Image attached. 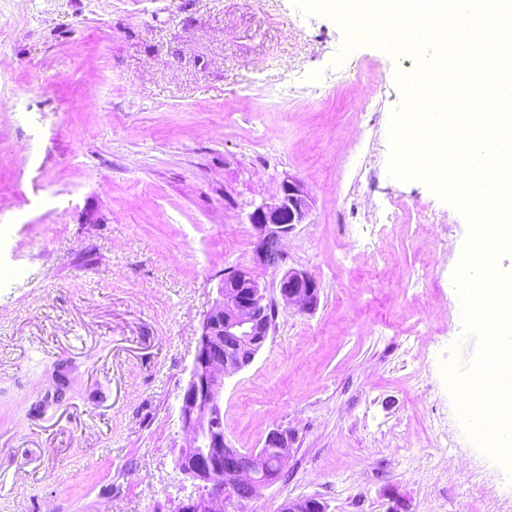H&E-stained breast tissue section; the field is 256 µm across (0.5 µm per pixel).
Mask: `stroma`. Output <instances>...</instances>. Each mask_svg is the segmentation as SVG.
Returning <instances> with one entry per match:
<instances>
[{
    "label": "stroma",
    "mask_w": 512,
    "mask_h": 512,
    "mask_svg": "<svg viewBox=\"0 0 512 512\" xmlns=\"http://www.w3.org/2000/svg\"><path fill=\"white\" fill-rule=\"evenodd\" d=\"M345 43L294 0H0V97L20 104L0 110V230L26 272L0 288V512H170L192 491L176 459L201 321L287 175L312 206L285 265L319 303L277 304L224 379L231 446L294 437L249 512H512L442 372L477 352L453 284L466 219L389 173L417 62ZM364 198L391 214L378 254L352 238Z\"/></svg>",
    "instance_id": "35a3bbf8"
}]
</instances>
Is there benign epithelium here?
<instances>
[{"label": "benign epithelium", "instance_id": "benign-epithelium-1", "mask_svg": "<svg viewBox=\"0 0 512 512\" xmlns=\"http://www.w3.org/2000/svg\"><path fill=\"white\" fill-rule=\"evenodd\" d=\"M309 210L307 189L287 176L277 195L262 200L248 215L256 231L253 264L278 274L280 300L302 312L316 309L319 287L306 272L283 269V240L305 221ZM269 302L267 288L248 267L227 271L217 286V297L202 320L180 407L188 444L177 464L198 491L173 503L172 512H247L261 490L278 481L291 457L292 437L286 430L270 431L255 453L230 446L218 426L224 377L250 365L273 330ZM281 512H326V505L314 497L296 498Z\"/></svg>", "mask_w": 512, "mask_h": 512}]
</instances>
